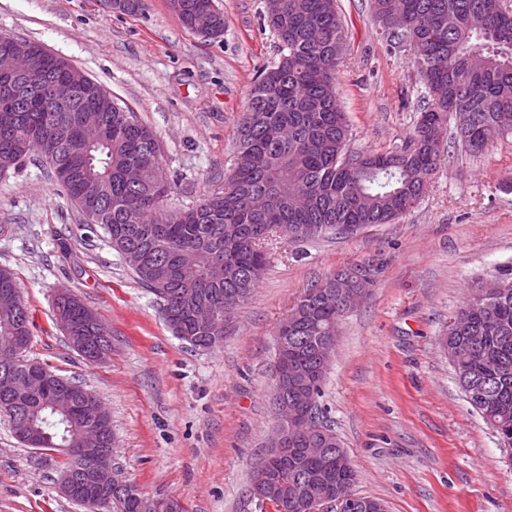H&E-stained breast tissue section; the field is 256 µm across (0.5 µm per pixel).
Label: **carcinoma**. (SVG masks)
Returning <instances> with one entry per match:
<instances>
[{
  "label": "carcinoma",
  "instance_id": "carcinoma-1",
  "mask_svg": "<svg viewBox=\"0 0 512 512\" xmlns=\"http://www.w3.org/2000/svg\"><path fill=\"white\" fill-rule=\"evenodd\" d=\"M382 35L395 49L403 42L415 52L414 63L429 90V104L413 133L388 153L348 150L349 124L336 103V69L347 50L346 21L335 0H306L303 15L292 0H266L269 26L282 48L279 61L265 68L248 95L237 142V162L224 192L175 213L162 212L170 185L156 136L135 112H46L43 100L17 113V122L0 126V159L18 168L38 153L56 151L51 177L72 203L79 182L93 179L105 192L107 219L100 222L112 248L138 282L162 300L164 315L176 321L173 333L194 336L193 347L205 349L212 331L198 323L195 310L210 305L224 312V298L246 299L253 273L266 267V241L286 237L295 228L316 226L325 237L341 224H390L425 194L424 179L444 162L440 143L448 118L457 123L453 143L476 154L498 138L512 134V0H371ZM181 24L199 34L224 30V13L214 0H181ZM139 164L147 184L136 188L125 179L126 168ZM503 288L493 296L471 297L448 326L442 342L458 354L453 363L457 381L479 384L487 400L474 410L496 433L501 445L512 446V270L499 272ZM324 280L306 290L288 316V356L295 373L288 392L298 385L321 397L329 362L322 360L325 337L338 332L332 298L323 294ZM73 332L105 339L107 328L85 326L80 310L70 311ZM31 334L30 318L0 312V345L19 334ZM48 391L26 399L24 417L9 419L21 435L39 432L47 450H57L68 436L80 447L79 435L97 427L93 394H81L72 420L50 405ZM318 420L329 433L313 435L288 430L293 451L276 460L271 497L293 501L291 512H306L307 500L356 474L324 410ZM317 440L333 461L312 460L299 452ZM137 497L112 493L106 506L85 512H138Z\"/></svg>",
  "mask_w": 512,
  "mask_h": 512
}]
</instances>
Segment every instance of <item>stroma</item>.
Here are the masks:
<instances>
[{
    "label": "stroma",
    "mask_w": 512,
    "mask_h": 512,
    "mask_svg": "<svg viewBox=\"0 0 512 512\" xmlns=\"http://www.w3.org/2000/svg\"><path fill=\"white\" fill-rule=\"evenodd\" d=\"M224 33L185 29L168 0L135 15L104 0H0V33L66 58L156 135L177 212L222 192L258 70L280 57L265 0H215ZM348 27L336 95L354 152H388L426 103L409 48L390 49L369 0H336ZM263 278L223 342L197 350L173 335L100 227H88L35 159L0 175V268L13 271L31 321L30 359L99 396L114 462L148 498L183 512H275L249 494L277 423V329L316 281L379 267L340 324L319 402L347 449L358 494L388 512H512V457L459 388L439 339L474 288L512 268V136L456 153L397 223L351 236L272 238ZM76 294L112 332L88 363L54 317ZM61 452L37 458L0 416V512H84L58 489Z\"/></svg>",
    "instance_id": "35a3bbf8"
}]
</instances>
